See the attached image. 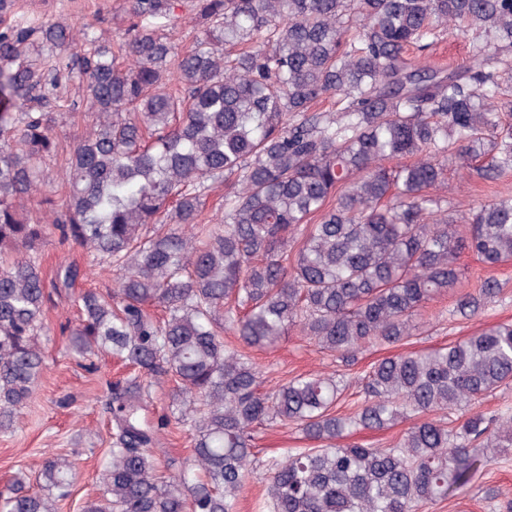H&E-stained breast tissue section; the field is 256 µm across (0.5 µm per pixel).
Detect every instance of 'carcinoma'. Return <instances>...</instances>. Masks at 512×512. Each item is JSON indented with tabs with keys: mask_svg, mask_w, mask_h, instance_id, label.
I'll return each instance as SVG.
<instances>
[{
	"mask_svg": "<svg viewBox=\"0 0 512 512\" xmlns=\"http://www.w3.org/2000/svg\"><path fill=\"white\" fill-rule=\"evenodd\" d=\"M204 30L177 54L163 35L172 0H126L117 47L70 26L0 31V431L10 432L44 368L39 256L52 235L119 277L75 298L69 345L134 374L100 398L110 427L98 495L83 512H236L247 477L268 512H419L512 450V415L479 406L512 386V323L377 360L342 414L346 374L292 377L266 390L249 356L297 327L349 368L416 335V317L460 282L458 260H512V198L455 220L448 145L485 181L512 171V0H193ZM473 33L471 62L416 65L448 27ZM74 70L94 122L69 153V192L41 193L57 155L53 91ZM334 114L312 111L323 95ZM411 162L406 163L404 159ZM236 177L224 217L201 222L208 181ZM37 198L51 221L19 211ZM295 251L288 233L308 218ZM501 292H461L469 320ZM162 309L156 318L147 307ZM240 346L224 344V325ZM176 383L171 417L144 415L152 387ZM411 421L387 448L340 446L358 430ZM193 437L187 462L161 458L170 423ZM296 425L313 448L267 458L254 433ZM45 460L0 491V512H58L73 457Z\"/></svg>",
	"mask_w": 512,
	"mask_h": 512,
	"instance_id": "1",
	"label": "carcinoma"
}]
</instances>
